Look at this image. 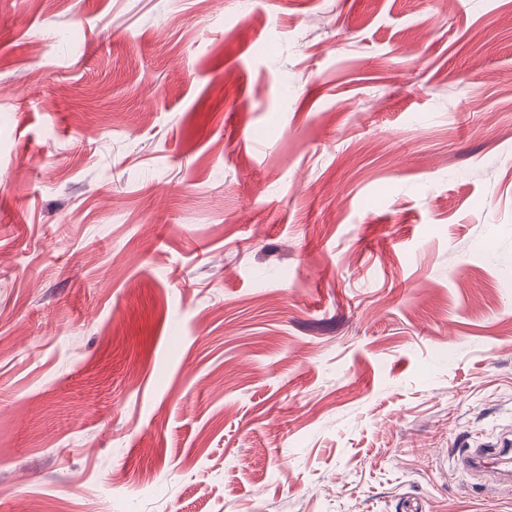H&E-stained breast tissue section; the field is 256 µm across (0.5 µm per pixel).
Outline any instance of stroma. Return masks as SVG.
Instances as JSON below:
<instances>
[{
	"label": "stroma",
	"mask_w": 512,
	"mask_h": 512,
	"mask_svg": "<svg viewBox=\"0 0 512 512\" xmlns=\"http://www.w3.org/2000/svg\"><path fill=\"white\" fill-rule=\"evenodd\" d=\"M509 430L512 0H0V512H512ZM463 468L489 474L493 483L502 477L512 480V437L510 432L501 436L492 448L469 449L461 456Z\"/></svg>",
	"instance_id": "35a3bbf8"
}]
</instances>
